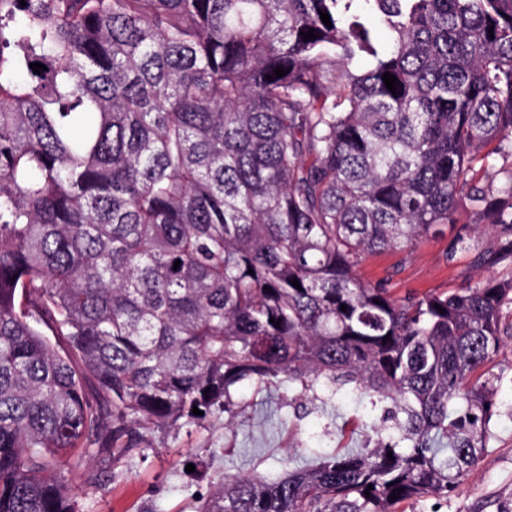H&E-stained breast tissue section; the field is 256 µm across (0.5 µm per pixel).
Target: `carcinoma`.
I'll return each mask as SVG.
<instances>
[{
  "mask_svg": "<svg viewBox=\"0 0 512 512\" xmlns=\"http://www.w3.org/2000/svg\"><path fill=\"white\" fill-rule=\"evenodd\" d=\"M461 209L512 269V0H0V512H76L62 466L278 380L389 400L398 435L198 512L448 497L512 278L395 298L356 268Z\"/></svg>",
  "mask_w": 512,
  "mask_h": 512,
  "instance_id": "cac0c4a2",
  "label": "carcinoma"
}]
</instances>
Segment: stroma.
<instances>
[{"instance_id": "35a3bbf8", "label": "stroma", "mask_w": 512, "mask_h": 512, "mask_svg": "<svg viewBox=\"0 0 512 512\" xmlns=\"http://www.w3.org/2000/svg\"><path fill=\"white\" fill-rule=\"evenodd\" d=\"M468 220L444 234L419 242L408 253L368 256L357 274L367 284H382L396 296L453 290L488 275L512 271L474 266V252L457 251L445 261L455 235H472ZM499 378L501 414L491 423L487 448L447 502L424 498L405 503L404 512H512V349L489 364ZM243 423L224 428V414L178 430L155 431L128 457L106 455L66 466L62 474L75 492L78 512H196L224 477L259 471L277 477L308 461L312 449L363 447L375 434H392L390 402L371 403L351 391L302 392L280 382L240 389L235 406ZM194 472H187V465Z\"/></svg>"}]
</instances>
